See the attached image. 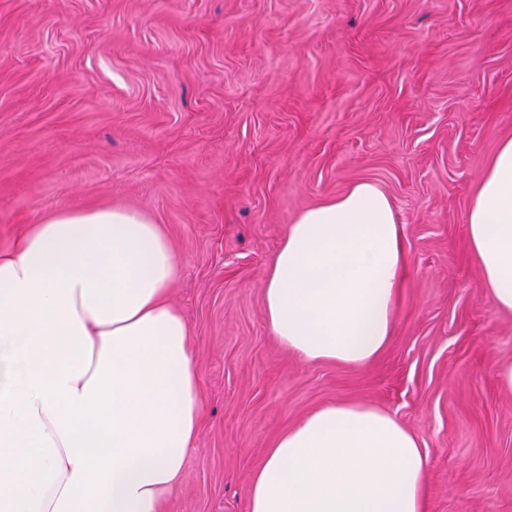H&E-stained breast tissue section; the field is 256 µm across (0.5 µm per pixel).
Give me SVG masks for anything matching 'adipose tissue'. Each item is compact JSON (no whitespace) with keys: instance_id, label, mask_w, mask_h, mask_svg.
I'll return each mask as SVG.
<instances>
[{"instance_id":"obj_1","label":"adipose tissue","mask_w":512,"mask_h":512,"mask_svg":"<svg viewBox=\"0 0 512 512\" xmlns=\"http://www.w3.org/2000/svg\"><path fill=\"white\" fill-rule=\"evenodd\" d=\"M480 285L512 311V138L468 212ZM406 256L375 182L302 211L266 272L275 340L361 367L394 330ZM180 263L161 225L62 210L0 252V512H164L195 447L190 327L168 299ZM427 456L395 414L328 403L282 433L245 512H423Z\"/></svg>"}]
</instances>
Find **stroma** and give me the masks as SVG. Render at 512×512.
Returning <instances> with one entry per match:
<instances>
[{"instance_id": "stroma-1", "label": "stroma", "mask_w": 512, "mask_h": 512, "mask_svg": "<svg viewBox=\"0 0 512 512\" xmlns=\"http://www.w3.org/2000/svg\"><path fill=\"white\" fill-rule=\"evenodd\" d=\"M512 138V0H0V250L69 208L168 233L202 386L166 512H244L276 438L332 402L394 413L427 453L425 512H512V312L467 214ZM370 180L407 267L362 367L271 336L266 270L302 210Z\"/></svg>"}]
</instances>
